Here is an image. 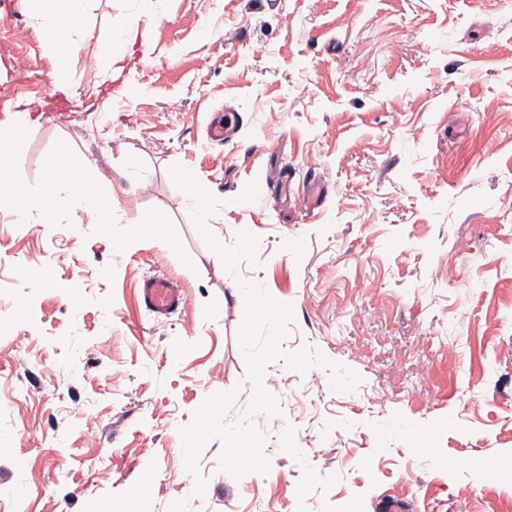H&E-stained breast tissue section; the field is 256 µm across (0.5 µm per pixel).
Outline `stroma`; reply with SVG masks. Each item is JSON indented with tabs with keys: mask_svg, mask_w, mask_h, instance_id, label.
<instances>
[{
	"mask_svg": "<svg viewBox=\"0 0 512 512\" xmlns=\"http://www.w3.org/2000/svg\"><path fill=\"white\" fill-rule=\"evenodd\" d=\"M114 23L144 44L108 67ZM86 26L67 100L25 0H0V123L31 119L11 176L73 148L113 205L107 232L0 214V512H512V0H94ZM175 163L257 265L224 270ZM154 275L188 300L161 321ZM241 278L292 304L286 350L362 382L268 364L269 473L233 478L213 438L197 497L180 428L215 392L237 389L231 422L251 398Z\"/></svg>",
	"mask_w": 512,
	"mask_h": 512,
	"instance_id": "35a3bbf8",
	"label": "stroma"
}]
</instances>
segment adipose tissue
<instances>
[{
	"label": "adipose tissue",
	"mask_w": 512,
	"mask_h": 512,
	"mask_svg": "<svg viewBox=\"0 0 512 512\" xmlns=\"http://www.w3.org/2000/svg\"><path fill=\"white\" fill-rule=\"evenodd\" d=\"M36 26L54 44L59 65H66L79 49L88 31L84 20L92 0H30ZM15 133L0 138V213L26 215L30 203H38L48 215L63 207L83 208L93 213L96 223L112 221L111 199L97 195L85 177V163L72 151L56 159L53 169L39 187L32 188L9 174L10 151L17 141Z\"/></svg>",
	"instance_id": "obj_1"
}]
</instances>
